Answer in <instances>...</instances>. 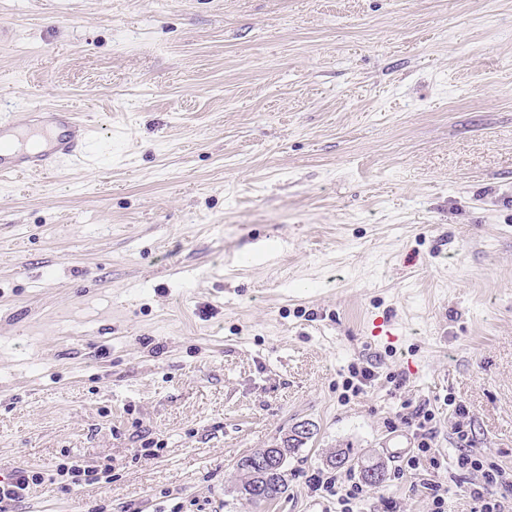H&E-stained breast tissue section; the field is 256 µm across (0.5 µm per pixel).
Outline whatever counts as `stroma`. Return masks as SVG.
<instances>
[{"instance_id":"35a3bbf8","label":"stroma","mask_w":512,"mask_h":512,"mask_svg":"<svg viewBox=\"0 0 512 512\" xmlns=\"http://www.w3.org/2000/svg\"><path fill=\"white\" fill-rule=\"evenodd\" d=\"M48 104L94 162L0 180V479H112L16 512H336L339 448L392 470L354 512H430L456 404L512 470V0H0V108ZM419 405L442 467L398 476ZM348 371L350 377L345 381V390L351 391L353 395L361 394L364 386L374 378L373 371L368 366H360V363H352ZM296 428V427H295ZM294 430H291V434L285 436L281 440V452L279 453V460H277V453L275 448H266L261 454L256 456L252 461L258 468H270L275 463L276 465L269 472H259L254 469L250 460L258 451L264 448L256 449L249 455L243 456L236 462V468L242 473L243 480L237 488L241 500H244L247 505H258L262 502H269L277 499L282 494L286 493L288 489V471L286 469L287 459L290 455L295 453L302 445L304 441L296 438ZM264 486V489L269 494V500H260L252 497V491L256 488ZM66 462L60 463L53 470L55 473L44 475L43 472L19 468L6 480H0V511L13 512L18 504L28 496L33 486L41 485L45 478L58 482L61 488L70 490L73 487L92 485L111 480L112 466L105 464L103 467L86 464L76 458L69 457Z\"/></svg>"}]
</instances>
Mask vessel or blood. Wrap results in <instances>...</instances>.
<instances>
[{
    "mask_svg": "<svg viewBox=\"0 0 512 512\" xmlns=\"http://www.w3.org/2000/svg\"><path fill=\"white\" fill-rule=\"evenodd\" d=\"M91 128L66 107H44L23 119L0 117V179L54 173L91 152Z\"/></svg>",
    "mask_w": 512,
    "mask_h": 512,
    "instance_id": "vessel-or-blood-1",
    "label": "vessel or blood"
}]
</instances>
